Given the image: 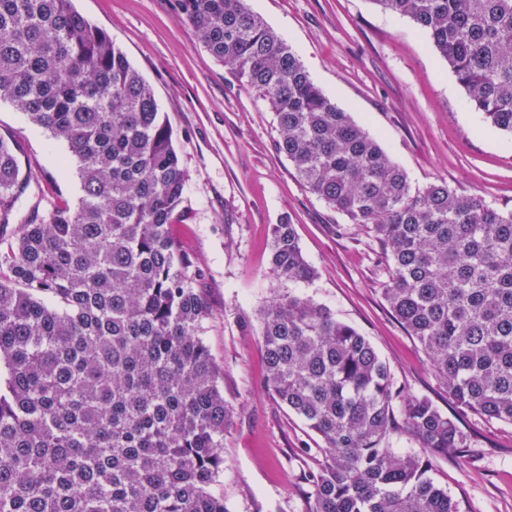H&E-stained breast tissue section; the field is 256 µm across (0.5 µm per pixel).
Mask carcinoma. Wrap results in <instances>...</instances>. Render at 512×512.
<instances>
[{
    "instance_id": "carcinoma-1",
    "label": "carcinoma",
    "mask_w": 512,
    "mask_h": 512,
    "mask_svg": "<svg viewBox=\"0 0 512 512\" xmlns=\"http://www.w3.org/2000/svg\"><path fill=\"white\" fill-rule=\"evenodd\" d=\"M410 18L466 103L512 134V0H372ZM277 120L308 190L382 245L391 313L460 413L512 424V211L446 182L411 191L377 140L244 0H174ZM65 142L76 205L17 222L31 176L0 136V512H226L212 492L229 411L200 329L208 305L169 228L185 173L152 87L72 0H0V100ZM271 273L309 281L284 217ZM267 381L324 443L306 512H459L431 459L471 440L404 396L372 344L296 295L261 314ZM424 449L388 444L395 409Z\"/></svg>"
}]
</instances>
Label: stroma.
<instances>
[{
  "label": "stroma",
  "mask_w": 512,
  "mask_h": 512,
  "mask_svg": "<svg viewBox=\"0 0 512 512\" xmlns=\"http://www.w3.org/2000/svg\"><path fill=\"white\" fill-rule=\"evenodd\" d=\"M151 85L185 171L171 226L178 248L200 270L210 315L201 334L222 377L231 424L214 487L228 512H305L306 472L323 442L269 390L260 314L278 295L331 309L387 363L395 387L447 409L448 394L421 346L393 318L381 294L389 272L369 227L350 223L297 178L276 152L275 114L238 83L178 21L172 0H73ZM297 53L311 79L376 139L413 189L443 181L512 210V136L463 104L465 92L428 36L371 0H246ZM0 135L19 145L38 192L20 212L76 204L80 182L68 147L25 112L0 102ZM294 225L308 282L269 273L271 228ZM468 457L435 460L431 477L460 512H512V425L460 416Z\"/></svg>",
  "instance_id": "35a3bbf8"
}]
</instances>
